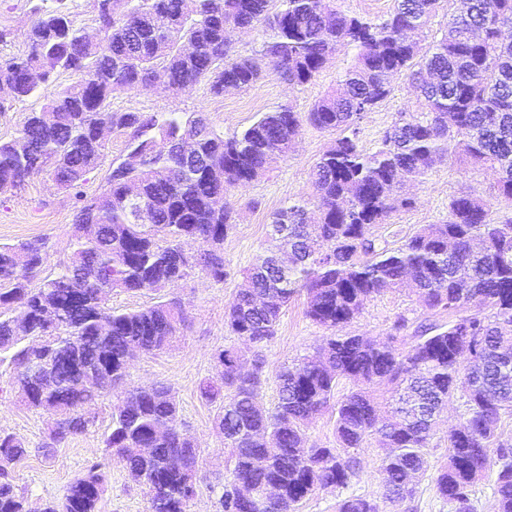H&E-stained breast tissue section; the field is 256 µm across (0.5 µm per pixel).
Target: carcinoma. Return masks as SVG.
Here are the masks:
<instances>
[{"label": "carcinoma", "instance_id": "1", "mask_svg": "<svg viewBox=\"0 0 512 512\" xmlns=\"http://www.w3.org/2000/svg\"><path fill=\"white\" fill-rule=\"evenodd\" d=\"M44 11L28 33V51L0 56V80L11 85L0 112L14 102L45 99L18 136L0 142V192L20 187L35 171L78 190L104 156L98 129L127 138L138 161L112 165L107 190L74 216L68 260L42 276L45 243L0 244V366L31 410L52 416L51 440L60 443L94 425L91 409L125 383L128 350L161 351L187 315L175 299L137 310H116L112 290L175 287L197 269L221 282L229 276L224 238L233 210L221 200L257 180L286 157L308 123L336 132L310 171L308 198L272 216V245L243 274L244 284L224 314L229 335L249 342L253 363L225 347L212 355L215 376L200 397L219 404L215 426L230 451L224 483L214 488L220 512H296L322 487L348 486L356 451L374 439L385 454V497L414 512V488L427 471L436 421L456 401L462 423L448 429V457L432 479L438 498L455 512H474L471 491L494 466L495 512H512V442L499 436L512 412V219L492 215L480 194L448 205V220L422 224L391 247L373 228L413 206L399 192L423 180L438 162L464 155L499 173L497 192L512 200V0H451L439 34L431 35L441 0H396L392 13L350 16L330 0H94L100 38L91 40L73 13ZM262 28L260 49L234 53L231 29ZM341 45L357 50L341 87L307 112L280 106L248 127L224 133L183 112L118 111L117 88L151 85L162 72L178 92L201 81L216 97L225 88L249 89L268 64L290 84L305 85ZM75 79L45 95L55 75ZM404 76L417 85L424 107L396 113L373 152L360 145L362 120ZM194 139L203 163L181 179V144ZM150 223L131 220L134 199ZM94 232H88V228ZM201 242L191 257L182 240ZM26 257L19 264V255ZM432 317L400 316L382 339L344 331L377 295L406 277ZM306 293V316L331 331L319 351L278 374L272 408L260 401L264 352L282 309ZM387 394L380 406L374 392ZM104 437V461L88 464L59 500L42 512H97L103 468L116 461L150 503V512H189L199 481V450L183 433L171 389L159 384L123 391ZM333 409L337 447L308 445L305 428ZM142 448L154 452L145 456ZM29 454L25 443L0 429V512H27L11 466ZM248 482L254 499L239 493ZM336 512H379L377 503L349 495Z\"/></svg>", "mask_w": 512, "mask_h": 512}]
</instances>
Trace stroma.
<instances>
[{
  "instance_id": "stroma-1",
  "label": "stroma",
  "mask_w": 512,
  "mask_h": 512,
  "mask_svg": "<svg viewBox=\"0 0 512 512\" xmlns=\"http://www.w3.org/2000/svg\"><path fill=\"white\" fill-rule=\"evenodd\" d=\"M39 0H0V31H8L0 42V56H14L27 50V32L36 19L33 11ZM355 52L338 48L333 58L311 83L293 86L276 73L257 86L231 90L213 96L207 82H199L176 93L151 88L117 90L111 107L121 111L183 112L204 115L208 122L231 133L250 125L255 117L281 105L305 112L327 91L335 88L351 66ZM421 98L404 77L392 81L390 96L364 119L362 142L366 149H376L382 132L393 122L397 112L417 110ZM333 139L331 133L303 125L287 158L277 163L249 185L235 190L227 198L236 224L224 240V259L230 276L216 282L194 273L169 292L145 291L112 293L116 309L136 310L162 301L165 295L178 297L185 306L188 321L172 347L154 353H135L129 362L127 384L148 387L168 385L179 405L187 436L199 450L198 473L201 483L190 512H218L217 496L212 488L223 483L228 457L224 440L214 426L216 405L199 395L202 381L214 375L211 355L216 350L234 346L243 359H251L250 347L229 336L224 328V312L242 284L241 272L248 268L268 244L272 214L289 200L307 196L311 191L309 171ZM413 197L412 209L396 213L386 224L376 228V235L389 243L400 244L420 225L447 220L452 197L479 192L493 211H511L512 202L498 196L496 175L492 170L472 167L465 162L438 163L427 178L406 185ZM78 206L74 195L59 188L48 171L29 175L18 189L0 193V243L15 244L31 238L47 243L46 272H53L70 255L73 216ZM305 299L297 297L281 313L277 336L265 353L267 382L262 399L272 405L277 394L276 375L282 365L314 351L327 331L304 314ZM424 318L426 311L414 291L387 292L366 303L362 314L350 326V332L375 337L386 335L397 316ZM11 373L0 369V428L13 433L30 447L29 455L14 467V481L27 497L29 512H41L46 501L63 497L69 484L88 461L101 457L103 435L112 425V411L118 396L100 400L95 408V424L88 433L66 442L49 445L51 420L27 410L8 387ZM382 448L368 441L358 451V469L347 487H327L307 498L298 512H336L337 502L351 494L363 495L377 502L380 512H399L384 497V475L380 468ZM105 490L99 512H149L147 496L132 486L120 465L106 467Z\"/></svg>"
}]
</instances>
